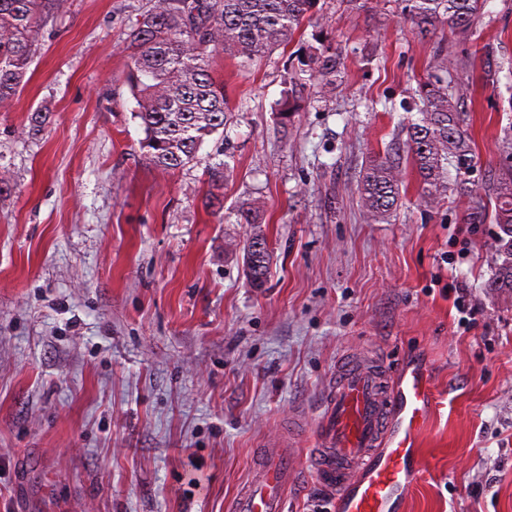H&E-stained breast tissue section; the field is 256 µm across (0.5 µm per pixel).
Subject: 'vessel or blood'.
<instances>
[{
    "mask_svg": "<svg viewBox=\"0 0 512 512\" xmlns=\"http://www.w3.org/2000/svg\"><path fill=\"white\" fill-rule=\"evenodd\" d=\"M433 405L426 377L346 362L337 371L312 449V477L336 512H395L416 481V438ZM288 462L266 453L230 512H285Z\"/></svg>",
    "mask_w": 512,
    "mask_h": 512,
    "instance_id": "vessel-or-blood-1",
    "label": "vessel or blood"
}]
</instances>
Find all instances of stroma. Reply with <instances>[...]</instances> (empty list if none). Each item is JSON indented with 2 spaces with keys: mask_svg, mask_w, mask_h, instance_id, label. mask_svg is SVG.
I'll use <instances>...</instances> for the list:
<instances>
[{
  "mask_svg": "<svg viewBox=\"0 0 512 512\" xmlns=\"http://www.w3.org/2000/svg\"><path fill=\"white\" fill-rule=\"evenodd\" d=\"M153 0L46 9L9 110H0V512H227L259 452L288 449L286 512L330 497L304 476L341 362L420 368L437 398L402 512H512V289L492 287L494 224L466 199L363 219L370 156L401 150L418 83L441 47L457 74L479 167L512 132V0L468 35L420 37L401 0H320L328 22L240 68L210 60L228 112L196 162L141 149L127 35ZM346 57L282 124L289 60L315 39ZM501 66L485 86L483 46ZM225 164L223 178L213 175ZM260 206L270 264L249 284L229 219ZM465 289L475 320L454 305Z\"/></svg>",
  "mask_w": 512,
  "mask_h": 512,
  "instance_id": "stroma-1",
  "label": "stroma"
}]
</instances>
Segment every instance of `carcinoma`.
<instances>
[{"label":"carcinoma","instance_id":"1","mask_svg":"<svg viewBox=\"0 0 512 512\" xmlns=\"http://www.w3.org/2000/svg\"><path fill=\"white\" fill-rule=\"evenodd\" d=\"M45 0H0V108L11 104L33 55L42 3ZM402 16L413 30L427 36L439 23L452 32L468 31L481 17L486 0H402ZM319 0H154L129 33L133 49L127 82L137 102V117L145 137L144 156L156 167L175 171L197 159L206 139L224 128V82L210 67L209 50L240 60L246 68L276 47H286L305 24L324 17ZM485 85L495 87L501 68L493 64V49L485 48ZM342 56L323 42L308 47L307 60L290 77L306 80L328 93L336 88ZM468 60L438 55L430 68L441 72L419 85L421 117L406 124L408 163L419 177L422 202L432 207L450 191L471 198V224L490 221L501 230L500 256L493 279L496 288H512V165L487 170L481 184L470 179L474 170L473 140L463 116V87L448 89L446 73L465 69ZM297 90L279 103L281 122L299 111ZM455 174L449 175L448 167ZM405 170L384 155L367 161L358 184L363 216L387 220L396 210ZM241 224L259 223L251 203L238 207ZM251 284L263 287L268 252L255 232L243 245Z\"/></svg>","mask_w":512,"mask_h":512}]
</instances>
